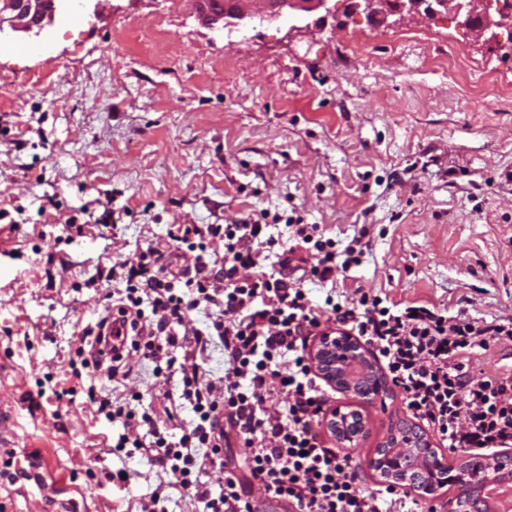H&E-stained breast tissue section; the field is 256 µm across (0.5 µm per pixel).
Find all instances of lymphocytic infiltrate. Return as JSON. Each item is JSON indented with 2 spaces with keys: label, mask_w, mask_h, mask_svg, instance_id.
Returning a JSON list of instances; mask_svg holds the SVG:
<instances>
[{
  "label": "lymphocytic infiltrate",
  "mask_w": 512,
  "mask_h": 512,
  "mask_svg": "<svg viewBox=\"0 0 512 512\" xmlns=\"http://www.w3.org/2000/svg\"><path fill=\"white\" fill-rule=\"evenodd\" d=\"M290 245L266 223L174 224L168 249L147 246L109 271L120 281L119 313L130 330L127 346L155 364V373H175L178 398L197 417L196 425L171 440L159 418L136 414L111 396L88 386L95 416L121 423L112 453L126 446L170 469L202 512H252V487L283 504L287 512H437L389 486L366 487L348 456L326 444L318 430L328 403L326 382L313 371L307 342L324 321L373 346L410 415L422 421L443 446L469 452L512 447V373L472 379L470 358L491 345L512 342V317L486 321L418 303L401 304L368 292L324 306L309 300L293 264L305 251L311 280L335 282L362 263L364 245L353 239L337 249L316 224L285 225ZM224 244V262L207 257L211 242ZM277 254L275 268H259L262 251ZM204 327L187 329L194 311ZM224 349V374L204 378L198 355L208 345ZM181 360H174V350ZM277 399L268 412L265 403ZM146 426V440L129 439L132 422ZM250 449L246 477L224 454L230 436ZM224 470V483L199 479L207 467Z\"/></svg>",
  "instance_id": "1"
}]
</instances>
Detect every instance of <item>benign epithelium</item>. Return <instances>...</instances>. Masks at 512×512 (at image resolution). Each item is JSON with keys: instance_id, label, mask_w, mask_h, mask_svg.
I'll return each mask as SVG.
<instances>
[{"instance_id": "obj_1", "label": "benign epithelium", "mask_w": 512, "mask_h": 512, "mask_svg": "<svg viewBox=\"0 0 512 512\" xmlns=\"http://www.w3.org/2000/svg\"><path fill=\"white\" fill-rule=\"evenodd\" d=\"M56 0H0V34L23 33L38 36L53 19ZM196 16L212 29L234 30L252 21H293L306 13L327 9L329 0H192ZM353 12H363L377 25L392 26L407 16H432L446 12L463 17L462 25L487 47L498 43L495 29L512 30V11L496 0H353ZM314 370L339 393L362 400L383 401L390 388L371 351L359 338L344 331H327L318 337L310 352ZM329 435L341 446L355 448L368 435V422L340 406L330 409L324 419ZM383 447L368 459L372 475L385 484H397L410 493L435 497L447 487L448 512H474L473 500L490 479L512 481V451L488 455H468L456 465L445 462L440 449L417 428L399 425L390 428ZM424 448L433 456L432 478L420 485L404 471L412 449Z\"/></svg>"}]
</instances>
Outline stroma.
Segmentation results:
<instances>
[{
    "instance_id": "1",
    "label": "stroma",
    "mask_w": 512,
    "mask_h": 512,
    "mask_svg": "<svg viewBox=\"0 0 512 512\" xmlns=\"http://www.w3.org/2000/svg\"><path fill=\"white\" fill-rule=\"evenodd\" d=\"M331 6L299 33L258 21L228 40L190 0H61L46 37L0 36V458L31 463L0 477V512H143L155 493L167 512H199L141 451L108 452L121 425L54 397L83 389L69 361L110 306L111 283L88 279L166 246L170 225L299 216L338 246L368 241L344 290L512 316V43L474 46L445 14L385 27L351 0ZM132 20L146 34L163 23V45L124 55ZM128 361V380L97 389L161 411L178 380ZM331 403L368 421L348 451L362 470L409 418L396 389ZM120 469L122 490L107 479Z\"/></svg>"
}]
</instances>
